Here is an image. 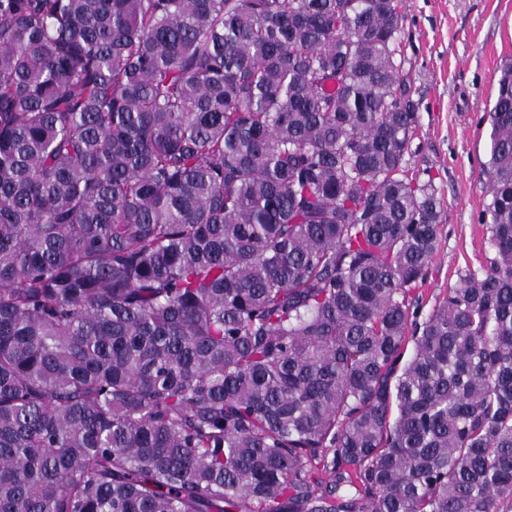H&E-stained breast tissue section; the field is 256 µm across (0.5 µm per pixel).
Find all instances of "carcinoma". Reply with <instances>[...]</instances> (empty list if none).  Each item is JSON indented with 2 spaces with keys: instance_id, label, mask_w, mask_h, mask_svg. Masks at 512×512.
Returning a JSON list of instances; mask_svg holds the SVG:
<instances>
[{
  "instance_id": "carcinoma-1",
  "label": "carcinoma",
  "mask_w": 512,
  "mask_h": 512,
  "mask_svg": "<svg viewBox=\"0 0 512 512\" xmlns=\"http://www.w3.org/2000/svg\"><path fill=\"white\" fill-rule=\"evenodd\" d=\"M402 0H0V512H512V64L490 259Z\"/></svg>"
}]
</instances>
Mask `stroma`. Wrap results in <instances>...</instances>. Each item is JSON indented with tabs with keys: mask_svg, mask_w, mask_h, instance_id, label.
Listing matches in <instances>:
<instances>
[{
	"mask_svg": "<svg viewBox=\"0 0 512 512\" xmlns=\"http://www.w3.org/2000/svg\"><path fill=\"white\" fill-rule=\"evenodd\" d=\"M401 31L419 128L410 163L432 178L446 204L442 245L421 288L424 311L460 273L489 264L481 214L489 159L486 107L503 63L512 60V0H404Z\"/></svg>",
	"mask_w": 512,
	"mask_h": 512,
	"instance_id": "obj_1",
	"label": "stroma"
}]
</instances>
